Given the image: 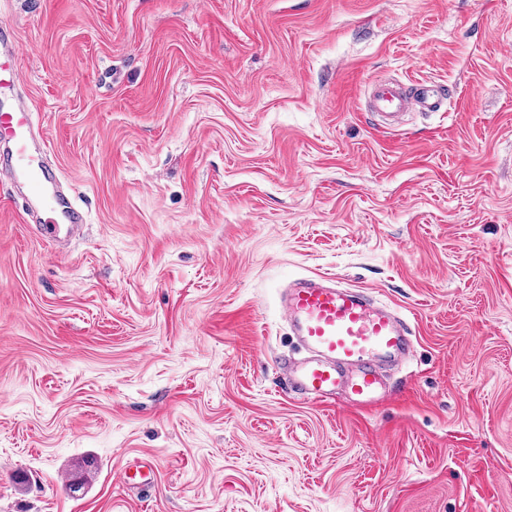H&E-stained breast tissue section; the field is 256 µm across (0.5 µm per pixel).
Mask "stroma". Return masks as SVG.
Wrapping results in <instances>:
<instances>
[{
    "label": "stroma",
    "mask_w": 512,
    "mask_h": 512,
    "mask_svg": "<svg viewBox=\"0 0 512 512\" xmlns=\"http://www.w3.org/2000/svg\"><path fill=\"white\" fill-rule=\"evenodd\" d=\"M60 250L0 180V512H512V0H5ZM392 78L448 87L384 129ZM332 276L414 351L290 392ZM157 480L122 483V468Z\"/></svg>",
    "instance_id": "1"
}]
</instances>
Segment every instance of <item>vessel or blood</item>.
<instances>
[{"label": "vessel or blood", "instance_id": "vessel-or-blood-1", "mask_svg": "<svg viewBox=\"0 0 512 512\" xmlns=\"http://www.w3.org/2000/svg\"><path fill=\"white\" fill-rule=\"evenodd\" d=\"M19 47L0 25V139L9 141L5 170L11 181L42 200L38 218L45 237L59 240L60 225L79 231L83 215L53 189L56 177L37 147L32 109L17 87ZM440 88L430 82L414 89L384 80L371 91V109L385 123L409 112H432ZM283 309L288 326L308 358L290 364L288 381L295 393L323 403L337 394L356 405L374 407L384 401L381 370L407 360L413 340L397 314L375 303L366 292L337 287L326 276L296 280L286 288Z\"/></svg>", "mask_w": 512, "mask_h": 512}]
</instances>
